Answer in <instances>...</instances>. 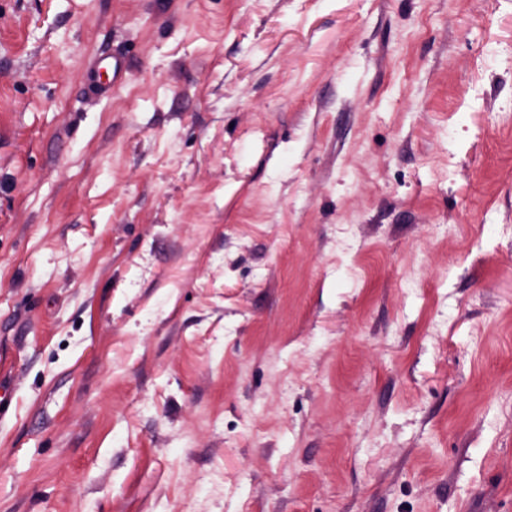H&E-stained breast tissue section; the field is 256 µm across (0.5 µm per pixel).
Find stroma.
<instances>
[{
  "label": "stroma",
  "mask_w": 512,
  "mask_h": 512,
  "mask_svg": "<svg viewBox=\"0 0 512 512\" xmlns=\"http://www.w3.org/2000/svg\"><path fill=\"white\" fill-rule=\"evenodd\" d=\"M0 380V512H512V0H0ZM124 77L123 60L107 55L87 67L83 75V84L92 99L107 98L112 95V88L122 83Z\"/></svg>",
  "instance_id": "stroma-1"
}]
</instances>
